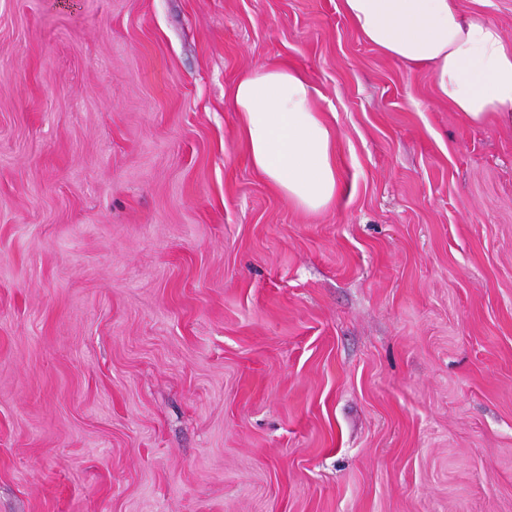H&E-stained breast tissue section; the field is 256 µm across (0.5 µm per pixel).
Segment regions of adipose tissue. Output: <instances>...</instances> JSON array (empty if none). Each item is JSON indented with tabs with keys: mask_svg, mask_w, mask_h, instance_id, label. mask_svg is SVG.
<instances>
[{
	"mask_svg": "<svg viewBox=\"0 0 512 512\" xmlns=\"http://www.w3.org/2000/svg\"><path fill=\"white\" fill-rule=\"evenodd\" d=\"M362 38L386 57L434 69L437 93L457 117L512 127V47L499 28L465 15L456 0H341ZM301 72L272 63L229 92L251 166L289 205L319 212L338 202L335 133Z\"/></svg>",
	"mask_w": 512,
	"mask_h": 512,
	"instance_id": "ef3b65f1",
	"label": "adipose tissue"
}]
</instances>
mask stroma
Here are the masks:
<instances>
[{
    "label": "stroma",
    "mask_w": 512,
    "mask_h": 512,
    "mask_svg": "<svg viewBox=\"0 0 512 512\" xmlns=\"http://www.w3.org/2000/svg\"><path fill=\"white\" fill-rule=\"evenodd\" d=\"M274 62L335 208L240 143ZM0 512H512V129L341 0H0ZM301 72L272 63L238 77L229 92L251 166L288 204L319 212L338 202L335 133Z\"/></svg>",
    "instance_id": "obj_1"
}]
</instances>
